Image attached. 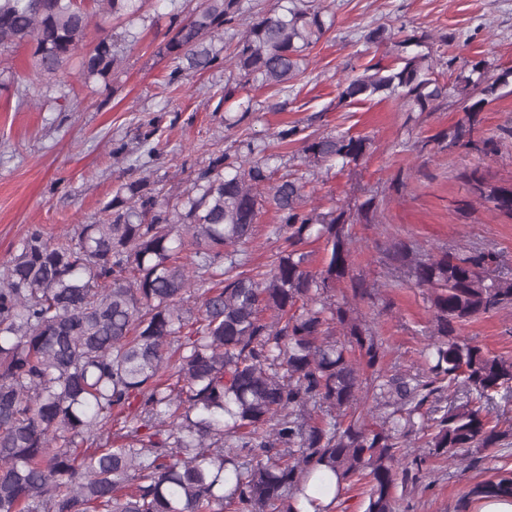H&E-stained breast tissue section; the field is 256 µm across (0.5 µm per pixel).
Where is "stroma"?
<instances>
[{
	"label": "stroma",
	"mask_w": 512,
	"mask_h": 512,
	"mask_svg": "<svg viewBox=\"0 0 512 512\" xmlns=\"http://www.w3.org/2000/svg\"><path fill=\"white\" fill-rule=\"evenodd\" d=\"M323 8L331 27L309 48L287 87L244 83L224 65L170 81L163 51L175 26L200 0H146L133 25L103 29L122 50L120 70L83 80L71 60L60 82L32 76L26 47L0 51V275L32 230L44 236L78 234L101 222L117 188L148 178L161 201L180 204L197 172L217 154L237 155L244 142L265 147L272 181L302 178L311 206L356 207L377 195L373 224H355V275L380 283L361 303L370 330L382 342L390 370L418 372L433 309L425 290L394 277L381 249L397 237L422 249L466 244L497 253L496 272L512 275V220L473 203L463 175L480 169L512 185V84L482 113L497 134L494 152L439 148L430 136L452 133L466 103L450 96L435 111L404 112L390 100L340 105L337 84L366 65L389 61V45L365 43V30L383 26L428 34L441 58L442 80L485 60L491 73L512 71V0H304ZM251 111H241L243 102ZM291 125L304 133L367 135L372 146L358 165L310 167L301 142L280 143ZM467 341L512 357V314L486 315L465 326ZM470 466L431 461L416 486L397 485L405 512H458L460 498L494 469H512V443L472 451Z\"/></svg>",
	"instance_id": "stroma-1"
}]
</instances>
